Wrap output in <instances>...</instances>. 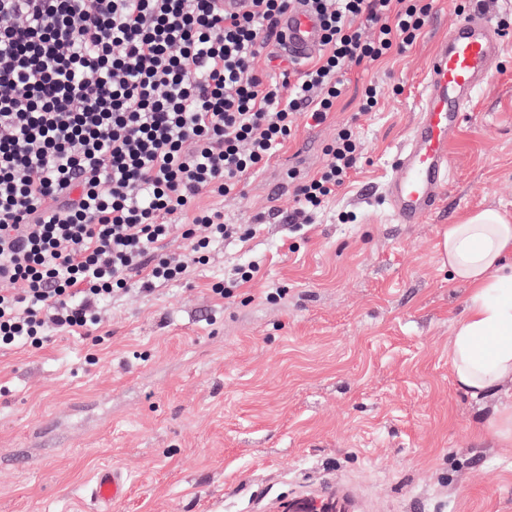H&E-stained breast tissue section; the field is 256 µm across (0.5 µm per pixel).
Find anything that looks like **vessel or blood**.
Here are the masks:
<instances>
[{"label":"vessel or blood","instance_id":"b4317fda","mask_svg":"<svg viewBox=\"0 0 512 512\" xmlns=\"http://www.w3.org/2000/svg\"><path fill=\"white\" fill-rule=\"evenodd\" d=\"M277 30L289 59L310 58L321 46V22L304 10L283 13ZM499 37L493 20L475 12L439 42L429 63L418 118L396 154L398 175L387 185L385 199L396 223H418L445 194L449 145L463 121L467 103L492 70L489 48ZM126 492L127 479L118 467L97 472L93 496L99 504L111 507Z\"/></svg>","mask_w":512,"mask_h":512}]
</instances>
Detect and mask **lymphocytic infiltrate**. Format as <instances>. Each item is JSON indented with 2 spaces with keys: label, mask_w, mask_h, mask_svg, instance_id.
Masks as SVG:
<instances>
[{
  "label": "lymphocytic infiltrate",
  "mask_w": 512,
  "mask_h": 512,
  "mask_svg": "<svg viewBox=\"0 0 512 512\" xmlns=\"http://www.w3.org/2000/svg\"><path fill=\"white\" fill-rule=\"evenodd\" d=\"M323 54L290 70V93L255 68L296 0H0V345L48 325L86 329L113 289L178 280L154 252L202 193L233 191L291 135L326 120L343 72L411 46L434 0H303ZM373 38H363L362 23ZM312 176L289 171L300 210L321 206L357 163L338 130ZM218 210L184 224L190 256L246 239Z\"/></svg>",
  "instance_id": "f902f5d3"
}]
</instances>
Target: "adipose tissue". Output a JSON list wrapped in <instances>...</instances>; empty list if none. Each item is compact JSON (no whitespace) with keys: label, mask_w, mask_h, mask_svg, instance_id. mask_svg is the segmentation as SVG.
<instances>
[{"label":"adipose tissue","mask_w":512,"mask_h":512,"mask_svg":"<svg viewBox=\"0 0 512 512\" xmlns=\"http://www.w3.org/2000/svg\"><path fill=\"white\" fill-rule=\"evenodd\" d=\"M451 278L467 288L448 356L456 387L473 397L512 382V219L499 210L468 214L440 244Z\"/></svg>","instance_id":"obj_1"}]
</instances>
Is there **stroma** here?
Masks as SVG:
<instances>
[{"mask_svg":"<svg viewBox=\"0 0 512 512\" xmlns=\"http://www.w3.org/2000/svg\"><path fill=\"white\" fill-rule=\"evenodd\" d=\"M503 30L495 67L449 148L439 207L396 223L384 201L439 41L473 10ZM327 120L293 135L232 194L200 195L254 237L214 244L179 281L113 292L91 335L48 328L0 349V512H101L95 472L128 494L111 512H281L343 493L347 512H512V443L483 428L512 384L473 398L448 342L467 289L440 242L465 213L512 214V7L436 0L414 43L350 66ZM376 84L379 105L357 110ZM359 159L312 217L289 227L294 186L339 129ZM253 279L221 296L233 269ZM127 479L118 467H104L95 477L93 496L95 500L105 507L112 508V502L121 501L127 492Z\"/></svg>","mask_w":512,"mask_h":512,"instance_id":"35a3bbf8","label":"stroma"}]
</instances>
